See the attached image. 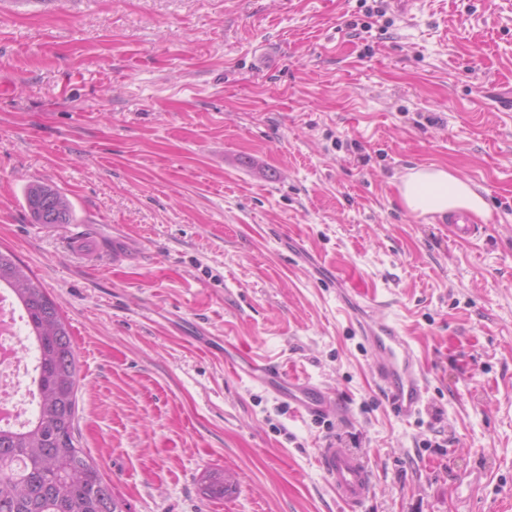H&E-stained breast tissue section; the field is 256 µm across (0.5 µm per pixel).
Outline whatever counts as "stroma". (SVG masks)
Listing matches in <instances>:
<instances>
[{
	"label": "stroma",
	"instance_id": "35a3bbf8",
	"mask_svg": "<svg viewBox=\"0 0 512 512\" xmlns=\"http://www.w3.org/2000/svg\"><path fill=\"white\" fill-rule=\"evenodd\" d=\"M430 164L485 196L473 238L402 205ZM34 182L72 223L33 219ZM0 248L70 324L75 434L124 512H342L330 439L373 474L363 512H512V0H0ZM371 298L419 418L375 381ZM25 200L31 215L42 226L52 228L58 224L71 223L72 204L54 186L43 182L32 183L27 187ZM43 212L46 217H53L50 220L43 219ZM363 339L373 358L374 377L398 417L409 419L426 404L427 379L409 336L384 319L364 325ZM257 381L277 394L288 398L298 413L320 417L333 411V404L317 386L296 374H288L280 366L267 361L255 363L249 373Z\"/></svg>",
	"mask_w": 512,
	"mask_h": 512
}]
</instances>
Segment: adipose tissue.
Wrapping results in <instances>:
<instances>
[{
  "label": "adipose tissue",
  "mask_w": 512,
  "mask_h": 512,
  "mask_svg": "<svg viewBox=\"0 0 512 512\" xmlns=\"http://www.w3.org/2000/svg\"><path fill=\"white\" fill-rule=\"evenodd\" d=\"M398 191L405 208L414 214L444 215L465 210L483 219L489 216L484 198L469 180L441 165L411 169L401 178Z\"/></svg>",
  "instance_id": "obj_1"
}]
</instances>
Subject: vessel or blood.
I'll return each mask as SVG.
<instances>
[{
    "label": "vessel or blood",
    "instance_id": "b4317fda",
    "mask_svg": "<svg viewBox=\"0 0 512 512\" xmlns=\"http://www.w3.org/2000/svg\"><path fill=\"white\" fill-rule=\"evenodd\" d=\"M363 339L373 358L376 381L397 416L408 419L420 413L426 404L427 379L410 337L388 321L375 319L365 325ZM250 377L288 398L306 416L320 417L333 410L332 402L320 388L278 365L256 363ZM317 462L343 512H361L373 490L364 460L331 442L320 448Z\"/></svg>",
    "mask_w": 512,
    "mask_h": 512
}]
</instances>
